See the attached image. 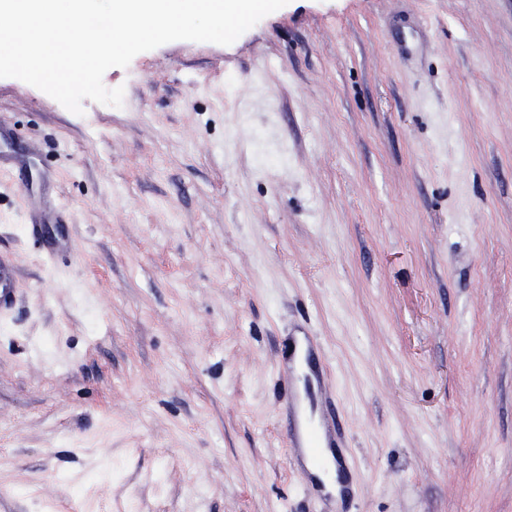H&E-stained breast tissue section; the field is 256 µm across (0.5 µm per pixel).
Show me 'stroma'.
I'll return each mask as SVG.
<instances>
[{"label":"stroma","mask_w":512,"mask_h":512,"mask_svg":"<svg viewBox=\"0 0 512 512\" xmlns=\"http://www.w3.org/2000/svg\"><path fill=\"white\" fill-rule=\"evenodd\" d=\"M103 83L0 78V512H512V0H289ZM304 449L305 464L309 472L315 478L321 480L326 487V490L332 491L335 489L336 492L341 488V484L338 481L337 473L334 465V452L332 448H322L323 459L327 470L318 469L312 462L308 448ZM334 477L336 481L334 482Z\"/></svg>","instance_id":"stroma-1"}]
</instances>
